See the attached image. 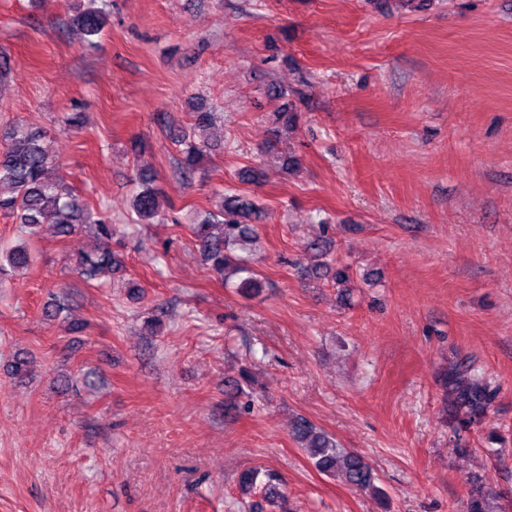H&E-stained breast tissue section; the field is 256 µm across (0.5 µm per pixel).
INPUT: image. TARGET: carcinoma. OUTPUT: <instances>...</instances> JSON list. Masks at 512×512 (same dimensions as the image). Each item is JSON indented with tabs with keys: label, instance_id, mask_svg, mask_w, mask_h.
Returning <instances> with one entry per match:
<instances>
[{
	"label": "carcinoma",
	"instance_id": "1",
	"mask_svg": "<svg viewBox=\"0 0 512 512\" xmlns=\"http://www.w3.org/2000/svg\"><path fill=\"white\" fill-rule=\"evenodd\" d=\"M109 12L107 0H89L74 19V24L90 39L102 34L107 25ZM194 124L188 131L181 129L171 134L172 143L178 147V164L184 175L192 173L211 150L204 131L214 125V113L205 106L195 107ZM0 138L7 142L0 152V215L15 218L21 230L30 237L40 230L50 228L54 236L73 238L88 232L93 234L95 246L90 250L77 251L75 269L87 283L100 280L102 274L118 269L122 262L112 250L113 225L110 213L94 211L69 187L50 173L60 166L59 152L50 136L19 125L0 129ZM139 189L131 197V213L134 223L152 224L169 204L165 203L153 188L154 175L150 168L137 169ZM218 198L216 209L208 212L197 224L190 225L195 245L202 260L224 282L238 278L235 288L251 296L260 291L262 282L250 268L248 260L239 255L257 238L261 209L249 196L230 189L215 191ZM34 261L29 242L23 240L0 249V274L11 269H27ZM254 385L247 367L240 368V380L226 392L230 404L247 395L243 386ZM443 386L453 395L456 410L469 417L481 415L491 403L495 393L490 380L472 369L455 367L443 375ZM289 431L307 453L317 471L340 478L348 486L360 490L381 491L374 486L372 469L365 458L348 451L333 437L318 429L304 418L289 424ZM258 472L246 470L239 475L241 491L257 497L251 503L254 512H262L263 503L278 501L288 509L285 497L278 492L274 477L257 482ZM497 495L481 480L464 506V512H504L497 508Z\"/></svg>",
	"mask_w": 512,
	"mask_h": 512
}]
</instances>
